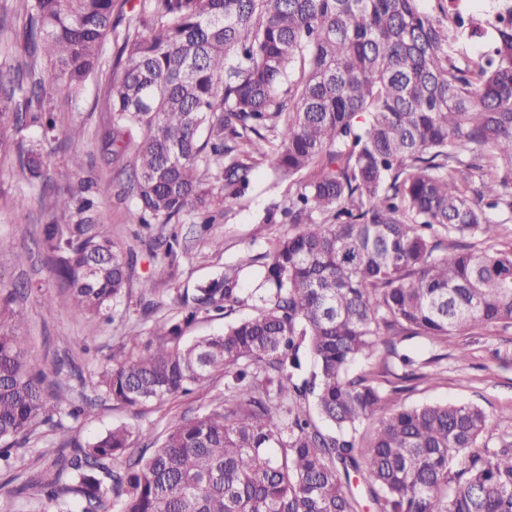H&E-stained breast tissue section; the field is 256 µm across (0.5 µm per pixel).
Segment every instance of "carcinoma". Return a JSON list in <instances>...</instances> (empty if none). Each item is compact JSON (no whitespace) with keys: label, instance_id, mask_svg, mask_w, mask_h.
Instances as JSON below:
<instances>
[{"label":"carcinoma","instance_id":"obj_1","mask_svg":"<svg viewBox=\"0 0 512 512\" xmlns=\"http://www.w3.org/2000/svg\"><path fill=\"white\" fill-rule=\"evenodd\" d=\"M23 49L45 79H0L5 127L48 134L53 101L74 104L114 38L112 164L127 170L136 223L175 224L248 191L272 160L288 200L262 223L293 224L263 256L256 287L239 271L178 294V317L86 374L71 359L29 363L14 292L0 301V487L41 512H512V436L483 439L470 403L399 407L364 369L400 360L401 380L434 378L399 336L446 341L512 329V22L485 61L449 51L459 34L420 0H26ZM224 195L209 200L201 163ZM37 181L47 156L18 158ZM79 189L55 201L93 209ZM469 237L470 243L460 239ZM41 242L74 314L110 318L134 251L100 225L44 224ZM252 314L191 340L205 312ZM224 396L160 442L126 426L87 441L65 421L69 382L127 407L164 404L216 377ZM331 429H320L307 407ZM377 418L371 437L360 426ZM58 446H30L39 425ZM143 440L133 451L132 444ZM43 471L29 478V455Z\"/></svg>","mask_w":512,"mask_h":512}]
</instances>
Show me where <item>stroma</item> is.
I'll return each mask as SVG.
<instances>
[{"label":"stroma","mask_w":512,"mask_h":512,"mask_svg":"<svg viewBox=\"0 0 512 512\" xmlns=\"http://www.w3.org/2000/svg\"><path fill=\"white\" fill-rule=\"evenodd\" d=\"M25 0H0V74L12 78L25 56L14 41L24 23ZM112 129L107 74L93 76L65 120L57 138L42 140L31 130L15 134L16 143H41L49 155L44 183H30L16 164L15 151L0 153V288L8 290L30 283L34 292L18 298L23 315L20 330L31 338V363L49 366L57 355L69 354L86 372L101 370L107 357L118 352L129 337L151 336L157 321L176 316L171 303L179 291L221 277L247 256L259 257L289 231L285 224H265L261 218L272 205L282 203L287 184H274L268 165L253 174L251 187L241 199L231 201L217 214L207 230H199L194 213L180 220V249L176 262L164 256L169 227L153 225L143 231L131 219L135 202L122 196L105 149ZM95 183L96 206L90 216L102 225L112 240L133 248L137 258L128 286L114 303L111 322L76 317L66 301L65 285L51 269V262L38 244L40 227L49 221L74 224L77 212H61L54 198L84 179ZM27 199L18 207V199ZM55 302L53 315H46L44 298ZM400 352L427 359L439 356L438 379L398 383L396 360H374L376 382L385 390H398L397 403H471L487 415V434L512 433V330L490 329L455 336L446 342L423 336L408 337ZM224 392L223 378L212 379L193 394L163 406L149 404L131 409L110 400L101 401L93 418L80 421L76 433L88 438L113 426L125 425L160 435L174 421L211 407Z\"/></svg>","instance_id":"stroma-1"}]
</instances>
